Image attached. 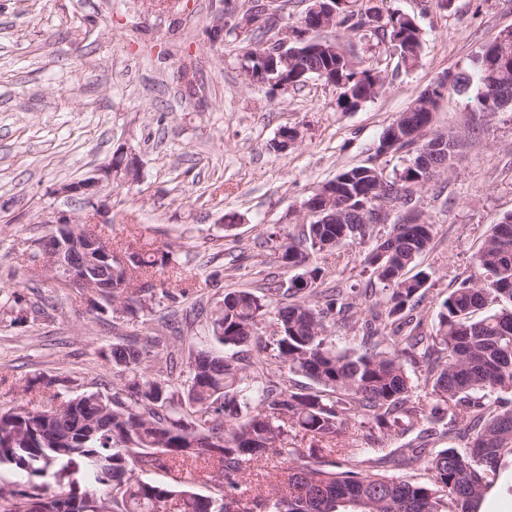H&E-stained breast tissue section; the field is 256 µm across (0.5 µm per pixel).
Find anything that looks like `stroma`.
<instances>
[{
	"instance_id": "1",
	"label": "stroma",
	"mask_w": 512,
	"mask_h": 512,
	"mask_svg": "<svg viewBox=\"0 0 512 512\" xmlns=\"http://www.w3.org/2000/svg\"><path fill=\"white\" fill-rule=\"evenodd\" d=\"M350 4L415 16L423 45L418 64L400 71L386 45L358 47L386 90L343 112L335 89L315 78L278 95L248 83L237 43L210 38L224 0H0V291L21 294L0 307V407L28 404L23 387L36 376L72 396L112 378L97 356L113 340L111 314L90 312L86 298L45 276L25 286L22 253L46 234L42 215L67 209L63 184L132 151L141 180L113 186L112 221L94 230L117 249L171 246L172 264L149 271L158 289L210 297L249 282L252 265L287 284L293 271L264 247L268 230L298 224L303 202L343 168L403 167L406 154H379L383 131L438 76L475 75L481 46L512 29V0ZM476 93L440 99L434 130L465 142L453 168L415 195L435 224L418 260L432 275L420 305L430 319L470 274L492 225L512 213V112L478 114ZM286 128L297 140L274 150ZM373 246L346 243L320 259L362 311L373 302L364 262Z\"/></svg>"
}]
</instances>
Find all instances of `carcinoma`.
<instances>
[{"label": "carcinoma", "instance_id": "cac0c4a2", "mask_svg": "<svg viewBox=\"0 0 512 512\" xmlns=\"http://www.w3.org/2000/svg\"><path fill=\"white\" fill-rule=\"evenodd\" d=\"M316 20L307 12L300 21L298 33L309 42L319 36ZM336 24L360 41H389L400 68L418 62L422 32L406 14L387 13L379 30L370 15L338 5ZM257 40L254 33L241 41V68L250 82L274 79L286 93L321 78L336 89L344 112L385 90L382 71L360 66L336 43L271 71L253 52ZM477 77L476 111L512 107V29L482 46ZM459 83L451 72L438 77L383 132L379 151L404 152L408 164L390 175L373 165L340 171L304 202L335 220L267 236L264 244L299 270L288 287L255 280L211 301L196 297L182 309L186 333L203 334L206 346L185 350L163 336L143 344L119 337L99 352L112 365L110 391L64 398L52 390L54 380L37 377L25 391H38L42 404L0 408V468L28 477L24 485L0 487V512H31L30 501L75 459L98 500L88 507L82 496L62 492L67 512H477L512 457V214L492 226L475 253L474 273L439 302L427 335L403 332L401 319L430 289L427 272L410 271L429 248L435 224L420 211L414 223L397 221L380 237L377 225L364 223L378 195L377 177L385 176L394 207L404 212L417 188L452 167L461 135L446 133L441 147L443 135L425 132L443 92ZM373 238L365 264L382 288L362 321L339 289L324 287L325 269L311 257ZM170 261L162 251L133 252L125 266L106 262L112 300H127L124 315H152L153 286L139 279ZM491 303L489 314L476 317ZM338 322L362 329L363 352L336 347ZM251 346L267 356L250 360ZM408 364L418 368L422 386ZM287 372L314 388L295 387ZM416 427L437 439L456 430L461 440L430 450L409 443L388 458L395 467L423 463L428 481L364 472L386 436ZM349 429L362 432L367 447L328 446ZM293 430L323 446L305 453L288 447ZM264 456L279 460L280 476L252 487L243 480L245 468ZM155 470L192 476L214 470L224 481L204 495L187 478L144 477Z\"/></svg>", "mask_w": 512, "mask_h": 512}]
</instances>
